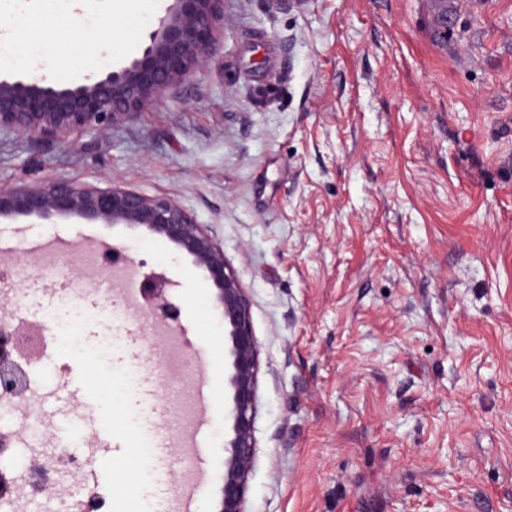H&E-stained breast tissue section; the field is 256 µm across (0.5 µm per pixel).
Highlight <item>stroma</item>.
<instances>
[{
    "label": "stroma",
    "mask_w": 512,
    "mask_h": 512,
    "mask_svg": "<svg viewBox=\"0 0 512 512\" xmlns=\"http://www.w3.org/2000/svg\"><path fill=\"white\" fill-rule=\"evenodd\" d=\"M171 0L42 14L56 80L140 54ZM112 43L111 58L96 47ZM62 145L0 134V187L122 186L211 225L252 302L261 368L246 512H512V0H224L207 64L137 120ZM46 236L66 253L34 255ZM126 245L171 281L176 340L99 281L87 238ZM0 319L41 322V289H97L82 347L32 367L33 416L0 418L26 448L82 455L112 437L110 485L142 441L165 457L116 512H168L166 490L224 474V321L205 272L146 228L0 218ZM209 356L205 461L187 454L194 358ZM28 512H77L71 469Z\"/></svg>",
    "instance_id": "obj_1"
}]
</instances>
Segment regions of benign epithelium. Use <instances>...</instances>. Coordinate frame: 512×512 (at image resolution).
Wrapping results in <instances>:
<instances>
[{
  "label": "benign epithelium",
  "instance_id": "obj_1",
  "mask_svg": "<svg viewBox=\"0 0 512 512\" xmlns=\"http://www.w3.org/2000/svg\"><path fill=\"white\" fill-rule=\"evenodd\" d=\"M224 26V0H172L151 32L141 56L127 66L78 86H63L34 74L0 78V132L70 143L83 131L100 135L137 118L150 104L200 69L212 55ZM77 216L91 224L143 226L190 256L212 282L214 302L224 317V488L219 512H245L256 440L255 407L260 370L251 302L224 258L209 225L177 199L148 196L121 187L44 185L0 188V216ZM130 262L128 249L110 242L101 248L102 272ZM167 279L144 276L139 288L151 311L177 320L167 296ZM15 330L0 329V386L23 393L29 373L16 361Z\"/></svg>",
  "mask_w": 512,
  "mask_h": 512
}]
</instances>
